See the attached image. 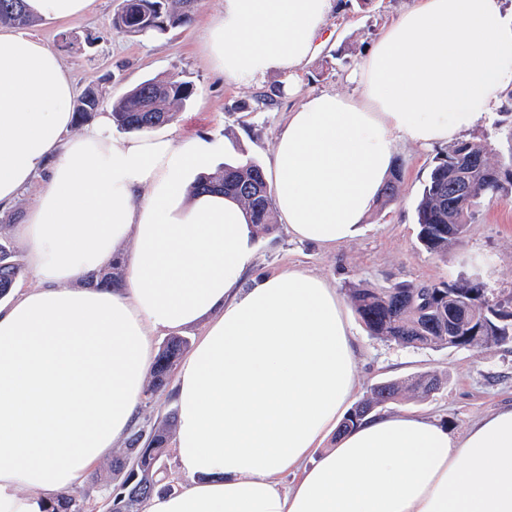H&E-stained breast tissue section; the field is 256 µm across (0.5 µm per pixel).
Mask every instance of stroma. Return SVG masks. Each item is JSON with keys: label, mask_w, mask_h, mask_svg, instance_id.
I'll use <instances>...</instances> for the list:
<instances>
[{"label": "stroma", "mask_w": 512, "mask_h": 512, "mask_svg": "<svg viewBox=\"0 0 512 512\" xmlns=\"http://www.w3.org/2000/svg\"><path fill=\"white\" fill-rule=\"evenodd\" d=\"M120 0H94L88 13L71 21H39L28 31L48 43L70 73L76 93L94 89L101 109H111L129 89L149 78L176 73L194 93L170 122L156 132L176 142L199 140L215 146L208 168L248 156L267 164L287 113L304 96L319 91L351 92L348 75L366 57L383 26L411 9L416 0H343L303 66L298 83L278 73L249 85L224 79L206 51L207 28L224 9V0H197L190 24L157 36L116 33L112 19ZM398 143L403 164L398 197L373 208L362 231L335 247L293 239L284 224L256 237L245 285L267 271L300 268L331 281L340 296L353 283L380 288L396 283L481 282L490 293H512V200L483 197L462 244L440 257L417 241L415 210L422 182L440 154ZM357 346V389L362 399L376 384L433 371L444 382L429 398L410 396L387 404L386 412H411L434 419L451 436L463 434L477 419L512 407V343L490 347L414 348L369 336L353 321Z\"/></svg>", "instance_id": "1"}]
</instances>
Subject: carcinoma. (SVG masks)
<instances>
[{
    "instance_id": "1",
    "label": "carcinoma",
    "mask_w": 512,
    "mask_h": 512,
    "mask_svg": "<svg viewBox=\"0 0 512 512\" xmlns=\"http://www.w3.org/2000/svg\"><path fill=\"white\" fill-rule=\"evenodd\" d=\"M181 9H169L168 0H121L113 17L116 32L145 36L163 34L190 22L195 0H178ZM33 22L24 0H0V23L21 27ZM193 94V85L176 75L146 79L128 90L112 107V122L128 132H140L171 121ZM99 105L94 90L79 100L76 120H87ZM488 139H468L448 145L437 158L423 184L418 202V241L427 251L446 255L462 243L475 208L485 195L512 196V178L502 171L512 170V153L493 161ZM401 165H395L378 197L387 205L399 191ZM193 189L218 192L243 204L256 234L273 229L274 198L262 166L252 158H242L206 175ZM22 275L12 241L0 237V297L8 296ZM124 278L120 261L87 276L85 283L101 288H117ZM350 303L367 333L375 338L416 348L484 347L512 342V295L489 298L483 285L472 281L452 284H405L388 288L352 285ZM188 347V340L174 336L163 345L150 374L147 393L155 394L170 382L173 366ZM442 378L424 372L399 381L375 385L370 394L352 407L343 421L353 428L365 416L398 400L404 393L425 399L440 388ZM175 427V417L153 423L147 438L140 431L127 439L123 451L113 455L112 477L100 480L107 512H141L152 495L168 493L161 469ZM85 499L70 493L49 503L46 512H87Z\"/></svg>"
}]
</instances>
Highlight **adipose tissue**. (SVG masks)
I'll use <instances>...</instances> for the list:
<instances>
[{
  "instance_id": "adipose-tissue-1",
  "label": "adipose tissue",
  "mask_w": 512,
  "mask_h": 512,
  "mask_svg": "<svg viewBox=\"0 0 512 512\" xmlns=\"http://www.w3.org/2000/svg\"><path fill=\"white\" fill-rule=\"evenodd\" d=\"M332 8L224 0L209 56L238 84L295 77ZM350 79L354 94L294 106L269 160L281 223L321 246L357 234L397 141L448 144L496 112L512 87V18L502 0H417ZM73 100L57 53L0 26V206L46 178L15 228L37 285L0 305V512H44L111 457L138 422L155 337L198 324L175 383L188 483L144 512H512V408L457 439L410 413L341 431L355 356L335 288L299 270L243 287L241 204L185 180L206 145L109 137L106 113L70 136ZM129 241L121 286H81Z\"/></svg>"
}]
</instances>
